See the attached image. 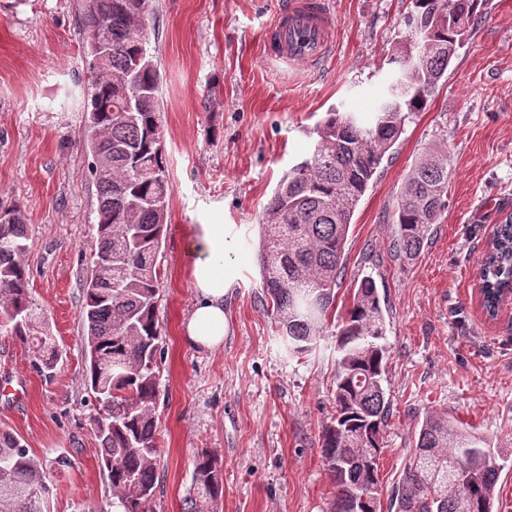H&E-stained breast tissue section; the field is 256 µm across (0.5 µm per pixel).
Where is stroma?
<instances>
[{
    "label": "stroma",
    "instance_id": "35a3bbf8",
    "mask_svg": "<svg viewBox=\"0 0 512 512\" xmlns=\"http://www.w3.org/2000/svg\"><path fill=\"white\" fill-rule=\"evenodd\" d=\"M281 0H153L146 21L162 80L172 185L157 257L158 480L148 512H184L195 462L218 461L224 493L204 512H329L333 487L320 435L335 413L336 349L321 337L288 357L261 287L259 222L277 183L332 108L374 111L395 75L392 49L411 0H330L338 18L324 66L267 59L264 31ZM82 0H0V202L29 228L34 302L58 346L52 377L18 337L0 334V428L49 464L69 455L50 512H116L100 461L81 336L84 284L98 249L97 186L83 107L91 73ZM451 155L447 207L420 256L393 248L404 178L426 148ZM512 213V0H489L427 108L406 123L361 197L345 248L336 310L372 276L387 322L391 399L379 463L382 495L399 481L427 410L474 428L501 468L497 512H512V311L478 306L481 261ZM224 224L237 237L225 264L223 348L185 345L195 294L189 229Z\"/></svg>",
    "mask_w": 512,
    "mask_h": 512
}]
</instances>
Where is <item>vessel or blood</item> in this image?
Instances as JSON below:
<instances>
[{
  "label": "vessel or blood",
  "mask_w": 512,
  "mask_h": 512,
  "mask_svg": "<svg viewBox=\"0 0 512 512\" xmlns=\"http://www.w3.org/2000/svg\"><path fill=\"white\" fill-rule=\"evenodd\" d=\"M338 23L327 0H282L266 38L270 58L315 64L325 59Z\"/></svg>",
  "instance_id": "obj_1"
}]
</instances>
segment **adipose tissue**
Segmentation results:
<instances>
[{"label": "adipose tissue", "mask_w": 512, "mask_h": 512, "mask_svg": "<svg viewBox=\"0 0 512 512\" xmlns=\"http://www.w3.org/2000/svg\"><path fill=\"white\" fill-rule=\"evenodd\" d=\"M191 286L195 303L182 325L186 344L215 350L223 346L228 324L224 316V298L232 281L224 275V260L235 249V239L220 224H195L190 229Z\"/></svg>", "instance_id": "ef3b65f1"}]
</instances>
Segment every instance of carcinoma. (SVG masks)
I'll return each instance as SVG.
<instances>
[{
    "label": "carcinoma",
    "instance_id": "obj_1",
    "mask_svg": "<svg viewBox=\"0 0 512 512\" xmlns=\"http://www.w3.org/2000/svg\"><path fill=\"white\" fill-rule=\"evenodd\" d=\"M486 0H412L414 17L431 23L432 36L416 49L401 40L391 63L408 74L389 86L370 121L355 112H327L313 129L310 150L282 179L261 219L262 288L282 330L288 354L312 350L336 325V416L322 430V456L331 474V512H380L378 463L391 401L384 388L390 356L377 285L357 281L349 307L332 320L336 288L354 211L406 121L427 108L465 34ZM150 0H83L88 40L108 53L95 62L87 96L86 145L111 158L98 186V251L92 264L112 277L91 275L84 286L82 337L86 381L98 404L95 425L101 462L122 512H147L157 483V362L162 357L155 321L156 255L166 229L172 188L154 170L167 168L162 138L160 74L143 39ZM451 157L424 154L408 174L396 205L393 247L416 259L446 207ZM0 331L18 337L35 365L51 371L55 337L33 302L24 257L28 227L21 206H0ZM512 289V213L496 225L481 272L483 307L492 314ZM487 441L447 416L428 413L403 475L388 496V512H494L500 470ZM67 455L44 469L22 439L0 429V512H48L52 476L71 467ZM198 498L223 494L217 461L195 464Z\"/></svg>",
    "mask_w": 512,
    "mask_h": 512
}]
</instances>
